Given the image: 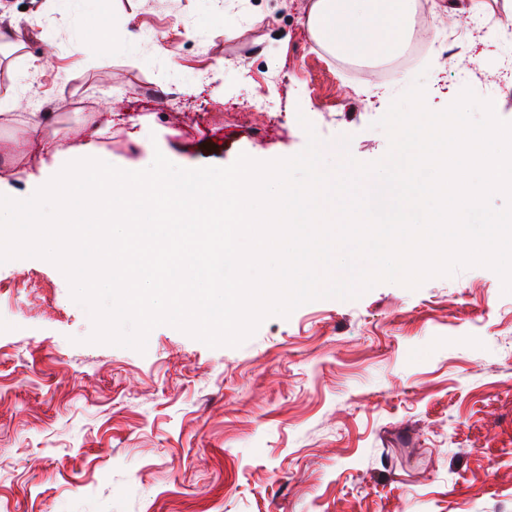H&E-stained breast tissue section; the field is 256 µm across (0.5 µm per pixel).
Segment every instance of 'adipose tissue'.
<instances>
[{
  "instance_id": "adipose-tissue-1",
  "label": "adipose tissue",
  "mask_w": 512,
  "mask_h": 512,
  "mask_svg": "<svg viewBox=\"0 0 512 512\" xmlns=\"http://www.w3.org/2000/svg\"><path fill=\"white\" fill-rule=\"evenodd\" d=\"M415 14L416 0H311L308 25L336 55L375 60L399 53Z\"/></svg>"
}]
</instances>
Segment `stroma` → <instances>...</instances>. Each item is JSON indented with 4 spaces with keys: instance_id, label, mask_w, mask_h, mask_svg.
<instances>
[{
    "instance_id": "35a3bbf8",
    "label": "stroma",
    "mask_w": 512,
    "mask_h": 512,
    "mask_svg": "<svg viewBox=\"0 0 512 512\" xmlns=\"http://www.w3.org/2000/svg\"><path fill=\"white\" fill-rule=\"evenodd\" d=\"M430 2L423 36L451 28L457 50L402 67L318 44L308 0H0V192L30 198L68 162L30 148L24 114L71 144L85 104L111 127L96 157L124 170L290 157L305 120L373 162L419 75L432 110L468 87L512 122V44L472 38L471 0ZM92 330L53 263L0 264V512H512V294L489 268L314 300L237 347Z\"/></svg>"
}]
</instances>
